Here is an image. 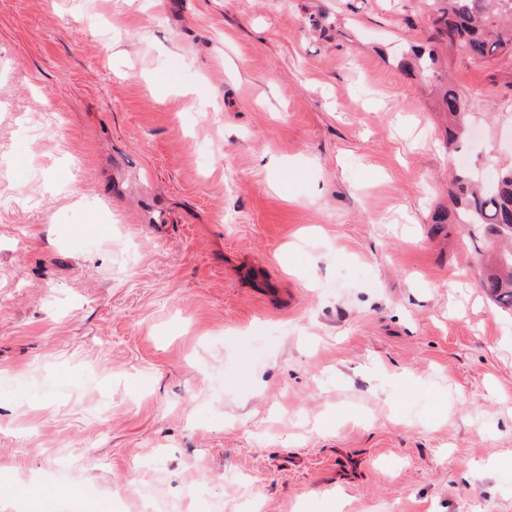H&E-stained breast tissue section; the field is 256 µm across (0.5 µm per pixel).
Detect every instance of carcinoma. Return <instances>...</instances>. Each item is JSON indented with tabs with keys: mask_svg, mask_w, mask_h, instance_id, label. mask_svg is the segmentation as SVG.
Masks as SVG:
<instances>
[{
	"mask_svg": "<svg viewBox=\"0 0 512 512\" xmlns=\"http://www.w3.org/2000/svg\"><path fill=\"white\" fill-rule=\"evenodd\" d=\"M430 45L402 54L401 68L429 82L445 118L446 147L461 152L470 128L464 93L440 70L441 46L482 64L512 54V0H439ZM451 207L438 223L472 224L501 246L482 264L485 295L504 311L512 309V165H497L491 179L475 180L457 171L448 182Z\"/></svg>",
	"mask_w": 512,
	"mask_h": 512,
	"instance_id": "1",
	"label": "carcinoma"
}]
</instances>
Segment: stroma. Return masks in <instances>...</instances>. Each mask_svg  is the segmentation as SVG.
I'll return each instance as SVG.
<instances>
[{
  "instance_id": "35a3bbf8",
  "label": "stroma",
  "mask_w": 512,
  "mask_h": 512,
  "mask_svg": "<svg viewBox=\"0 0 512 512\" xmlns=\"http://www.w3.org/2000/svg\"><path fill=\"white\" fill-rule=\"evenodd\" d=\"M432 8L0 0V512H512ZM440 53L482 168L512 56Z\"/></svg>"
}]
</instances>
